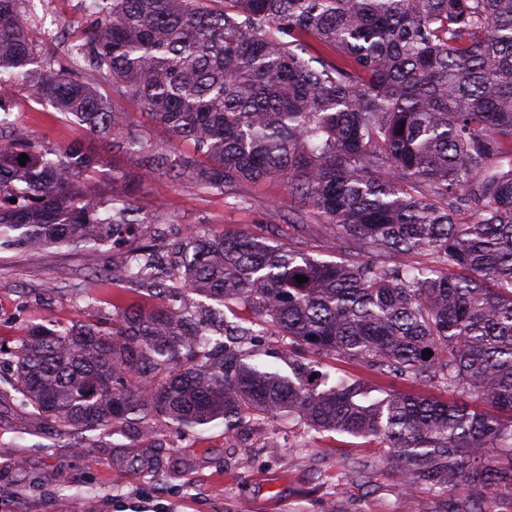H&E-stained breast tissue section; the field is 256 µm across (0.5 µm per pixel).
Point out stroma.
I'll return each instance as SVG.
<instances>
[{
    "label": "stroma",
    "instance_id": "obj_1",
    "mask_svg": "<svg viewBox=\"0 0 512 512\" xmlns=\"http://www.w3.org/2000/svg\"><path fill=\"white\" fill-rule=\"evenodd\" d=\"M25 8L48 29L85 18L81 0H27ZM13 107L36 141L60 147L87 141L102 153L98 199L106 197L111 171H123L135 180L141 212L164 214L165 223L143 225L140 239L123 242V251L143 240L162 245L194 234L295 237L281 221L291 204L284 180L242 185L247 202L238 206L195 183L146 174L136 158L105 151L26 93L14 95ZM108 260L104 248L0 251V344L17 346L36 324L105 323L124 307L154 308L156 298L121 275L91 282L92 271ZM374 453L373 445L336 434L313 438L296 422L274 427L256 419L229 436L220 424L170 431L158 447L132 431L114 437L99 430L75 449L29 409L0 396V512H349L355 503L364 512H408L391 470L346 481L340 461Z\"/></svg>",
    "mask_w": 512,
    "mask_h": 512
}]
</instances>
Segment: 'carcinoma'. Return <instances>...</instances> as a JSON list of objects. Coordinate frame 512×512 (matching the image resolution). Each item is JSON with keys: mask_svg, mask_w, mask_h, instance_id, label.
Wrapping results in <instances>:
<instances>
[{"mask_svg": "<svg viewBox=\"0 0 512 512\" xmlns=\"http://www.w3.org/2000/svg\"><path fill=\"white\" fill-rule=\"evenodd\" d=\"M22 3L0 0V249L95 250L162 223L123 172L92 197L103 158L85 143L32 140L8 105L24 90L172 181L234 198L286 180L288 223L310 235L316 213L338 260L185 236L162 279L152 249L118 253L95 277L116 268L159 305L0 345L20 403L73 448L87 431L296 420L386 449L344 461L350 481L389 464L435 512L512 503V0H90L62 43L34 39ZM121 101L192 152L147 149ZM325 358L454 402L333 379ZM386 387H390L399 391L412 392L418 394H427L439 400H446L451 398L448 392L444 391L441 387L430 385H418L402 380L387 379L383 382Z\"/></svg>", "mask_w": 512, "mask_h": 512, "instance_id": "carcinoma-1", "label": "carcinoma"}]
</instances>
